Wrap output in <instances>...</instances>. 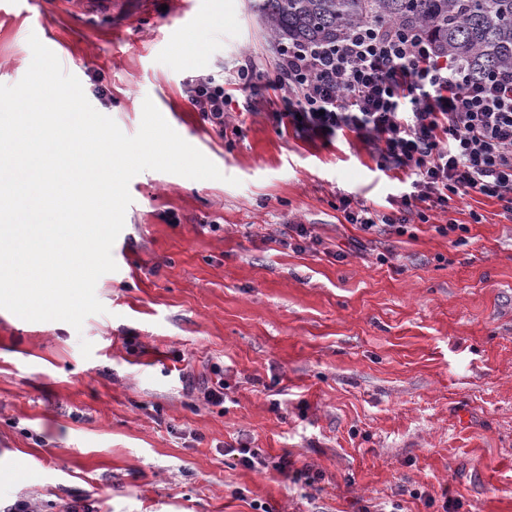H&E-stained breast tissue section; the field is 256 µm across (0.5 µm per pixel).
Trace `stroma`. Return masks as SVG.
<instances>
[{
    "label": "stroma",
    "instance_id": "stroma-1",
    "mask_svg": "<svg viewBox=\"0 0 512 512\" xmlns=\"http://www.w3.org/2000/svg\"><path fill=\"white\" fill-rule=\"evenodd\" d=\"M17 0L0 14V84L30 35L129 136L144 99L223 173L147 170L81 329L0 309V506L60 512H512V213L471 195L414 237L386 214L405 191L352 132L279 124V46L250 0ZM210 24L200 29L196 15ZM199 41L201 50L186 47ZM254 60L225 136L189 83ZM458 232L441 236L436 225ZM311 232L284 245L288 225ZM224 367L227 407L190 386ZM289 456L318 484L251 470L225 445Z\"/></svg>",
    "mask_w": 512,
    "mask_h": 512
}]
</instances>
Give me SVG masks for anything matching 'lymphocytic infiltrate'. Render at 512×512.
<instances>
[{"label": "lymphocytic infiltrate", "mask_w": 512, "mask_h": 512, "mask_svg": "<svg viewBox=\"0 0 512 512\" xmlns=\"http://www.w3.org/2000/svg\"><path fill=\"white\" fill-rule=\"evenodd\" d=\"M253 70L247 63L225 77L192 80L191 102L216 133ZM273 86L284 105L279 119L314 135H363L382 168L406 173L409 190L394 213L376 216L340 197L346 220L361 230L381 225L402 236L413 229L411 217L429 222L422 204L444 207L471 194L512 213V68L471 82L419 32L367 26L332 46H282Z\"/></svg>", "instance_id": "obj_1"}]
</instances>
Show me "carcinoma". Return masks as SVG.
I'll return each instance as SVG.
<instances>
[{
	"mask_svg": "<svg viewBox=\"0 0 512 512\" xmlns=\"http://www.w3.org/2000/svg\"><path fill=\"white\" fill-rule=\"evenodd\" d=\"M278 44L334 45L363 25L419 31L479 77L512 67V0H255Z\"/></svg>",
	"mask_w": 512,
	"mask_h": 512,
	"instance_id": "carcinoma-1",
	"label": "carcinoma"
}]
</instances>
